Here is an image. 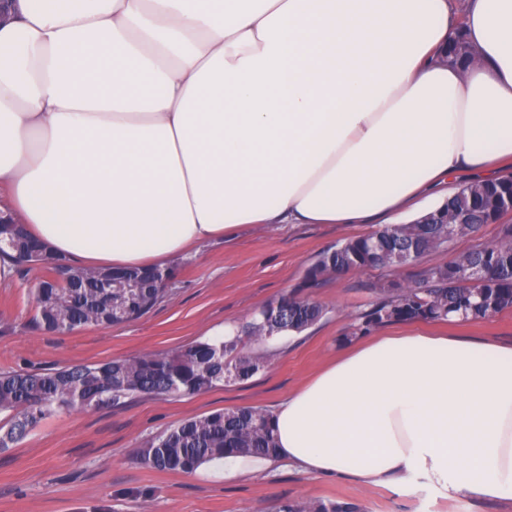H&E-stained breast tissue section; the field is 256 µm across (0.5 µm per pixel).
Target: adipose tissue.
Instances as JSON below:
<instances>
[{
  "label": "adipose tissue",
  "instance_id": "ef3b65f1",
  "mask_svg": "<svg viewBox=\"0 0 512 512\" xmlns=\"http://www.w3.org/2000/svg\"><path fill=\"white\" fill-rule=\"evenodd\" d=\"M0 214L83 268L253 224H392L512 160V0H7ZM464 34L475 60L444 58ZM276 459L512 495V344L376 335L273 410Z\"/></svg>",
  "mask_w": 512,
  "mask_h": 512
}]
</instances>
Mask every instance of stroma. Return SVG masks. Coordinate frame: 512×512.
<instances>
[{"mask_svg":"<svg viewBox=\"0 0 512 512\" xmlns=\"http://www.w3.org/2000/svg\"><path fill=\"white\" fill-rule=\"evenodd\" d=\"M367 224H258L233 242L198 244L174 261L171 295L146 316L112 328L46 333L32 323L38 272L0 278V371L30 372L146 352L174 351L242 326L286 295L325 307L322 319L275 343L276 355L252 378L177 398L143 396L120 406L64 411L0 451V512H274L291 501L347 503L357 512H512V498L448 497L423 476L367 485L275 465L231 481L207 467L163 471L141 461L152 439L190 418L253 406L268 410L344 349L368 309L378 272L334 277L315 288L305 274L320 252L369 233ZM512 342V308L474 320L402 323V330Z\"/></svg>","mask_w":512,"mask_h":512,"instance_id":"obj_1","label":"stroma"}]
</instances>
